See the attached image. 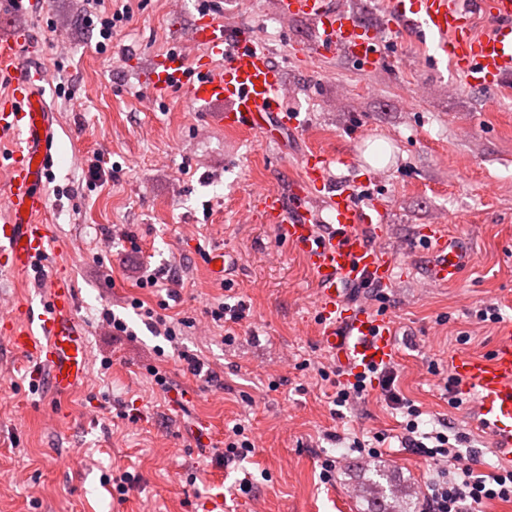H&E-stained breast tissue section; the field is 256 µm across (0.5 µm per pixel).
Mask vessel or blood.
Masks as SVG:
<instances>
[{
  "instance_id": "b4317fda",
  "label": "vessel or blood",
  "mask_w": 512,
  "mask_h": 512,
  "mask_svg": "<svg viewBox=\"0 0 512 512\" xmlns=\"http://www.w3.org/2000/svg\"><path fill=\"white\" fill-rule=\"evenodd\" d=\"M278 8L283 18L312 22L317 54H348L366 71L380 63L379 28L363 22L345 0H279ZM223 10V0H206L193 32L202 49L195 73H188L184 56L159 58L149 77L152 90L181 89L192 106L224 105L225 129L231 134L277 138L299 128L298 117L284 108L286 86L271 53L249 34L225 26ZM387 18L391 30L418 29L431 36L438 54L466 75L469 86L490 90L512 79V0H390ZM31 42L26 31L0 37V75L10 78L12 90L0 100V141L15 145L7 165L8 218L0 225V255L19 274L46 253L49 227L40 217L48 200L40 187L54 147L42 71L21 61ZM217 56L223 57V66L213 65ZM331 163L325 153H308L304 173L292 188L263 190L256 201L264 223L303 257L316 283L323 349L338 366L358 373L394 362L398 349L392 319L350 302L348 291L364 284L389 287L397 261L377 243L373 216L353 186L346 183L323 198L314 196L327 181ZM425 237L428 286L457 283L471 259L467 247L438 224L429 226ZM40 291L38 305L16 308L20 322L9 325L8 342L32 355L38 381L64 395L87 377L86 332L75 317V294L66 276H51ZM453 369L475 400L478 425L499 465L512 470V322L499 326L490 354L455 357Z\"/></svg>"
}]
</instances>
